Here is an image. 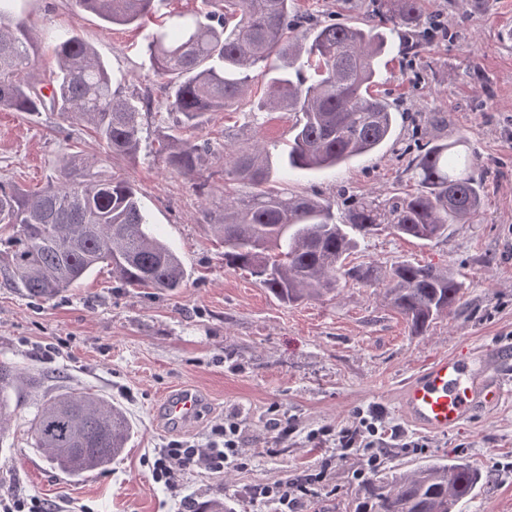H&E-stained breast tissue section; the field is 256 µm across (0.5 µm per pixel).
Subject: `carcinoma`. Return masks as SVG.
<instances>
[{"label": "carcinoma", "instance_id": "cac0c4a2", "mask_svg": "<svg viewBox=\"0 0 512 512\" xmlns=\"http://www.w3.org/2000/svg\"><path fill=\"white\" fill-rule=\"evenodd\" d=\"M22 0H0V108L58 112L84 123L107 151L133 157L141 142V116L163 106L177 115L156 153L182 175L199 174L210 151L181 135L201 129L214 112H234L255 80L266 91L253 108L291 112L287 171L333 168L377 153L391 140L395 109L375 90L386 52V31L410 38L397 52L426 48L420 0H375L365 24H306L292 0H201L194 12L173 11L147 36L154 73L165 79L164 101L150 90L123 95L95 48L80 36H52L56 62L50 93L31 82L42 39L23 15ZM112 25L140 27L155 0H77ZM450 143L416 148L411 192L336 201L292 194L272 185L269 159L254 142L224 140V185L242 184L241 196L224 193V218L213 225L224 244V263L247 269L278 301L294 304L334 294L347 278L384 282L383 297L422 336L454 314L463 283L448 268L394 263L349 265L360 241L382 232L433 242L451 224H471L481 213L488 170L474 153ZM95 160L79 153L62 162L57 180L37 191L0 185V228L11 231L0 252V283L50 299L105 265L125 288L176 292L185 269L176 252L149 232L150 216L133 185L120 176L90 174ZM34 376L0 361V438L9 429L14 400ZM134 427L112 401L89 392H66L38 408L34 447L55 468L80 477L106 468L124 450ZM485 477L466 459H427L384 475L360 489L358 512H458Z\"/></svg>", "mask_w": 512, "mask_h": 512}]
</instances>
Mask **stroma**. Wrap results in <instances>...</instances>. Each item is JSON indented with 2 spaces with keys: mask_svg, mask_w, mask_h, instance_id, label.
<instances>
[{
  "mask_svg": "<svg viewBox=\"0 0 512 512\" xmlns=\"http://www.w3.org/2000/svg\"><path fill=\"white\" fill-rule=\"evenodd\" d=\"M199 4L158 0L139 29L106 26L75 0H27L26 13L42 30L81 35L123 76L125 92L148 89L158 99L162 80L150 68L145 37L157 18ZM372 4L295 0L294 8L360 25ZM422 15L440 19L444 32L429 39L421 55L402 54L379 66L377 89L398 110L395 140L333 170L285 174L287 112H217L203 129L187 131L212 150L194 183L166 168L155 152L171 120L166 109L144 114L140 149L131 159L111 157L91 130L59 113L0 109V183L39 190L56 180L67 155L95 158L94 173L136 187L152 231L187 272L174 293L120 287L105 267L46 301L0 286V361L40 378L13 414L0 489L39 495L66 512H196L214 499L231 503L234 512H274L250 498L249 488L322 466L327 477L309 497V512H356L365 451L343 457L334 444L317 448L307 437L324 426H351L358 410L376 405L390 424L427 443L420 453L385 449L380 473L461 456L486 476L461 512H512V395L444 434L413 426L399 405L404 383L438 357L512 349V41L501 37L512 28V0H423ZM228 136L259 138L276 181L323 199L342 190L356 197L413 190L411 148L467 138L491 173L478 223L450 225L446 238L426 245L384 233L362 241L353 257L382 269L401 260L452 269L464 284L456 313L415 336L382 294L358 281H348L336 297L288 305L250 272L225 266L213 230L224 216V168L213 155ZM184 385L199 392L202 417L191 427H168L159 403ZM79 389L119 405L135 433L107 469L73 479L34 448L30 425L42 401ZM230 415L245 431L246 468L184 471L177 494L154 481L158 449L174 440L204 442ZM274 418L291 421L293 433L280 437L269 426Z\"/></svg>",
  "mask_w": 512,
  "mask_h": 512,
  "instance_id": "obj_1",
  "label": "stroma"
}]
</instances>
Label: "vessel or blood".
Instances as JSON below:
<instances>
[{
  "mask_svg": "<svg viewBox=\"0 0 512 512\" xmlns=\"http://www.w3.org/2000/svg\"><path fill=\"white\" fill-rule=\"evenodd\" d=\"M511 364L512 351L506 349L490 359L455 355L437 358L404 384L403 408L416 425L427 431H452L474 412L492 408L506 395L502 372ZM200 410L198 396L188 388L174 392L163 403L166 419L176 425L194 423Z\"/></svg>",
  "mask_w": 512,
  "mask_h": 512,
  "instance_id": "b4317fda",
  "label": "vessel or blood"
}]
</instances>
